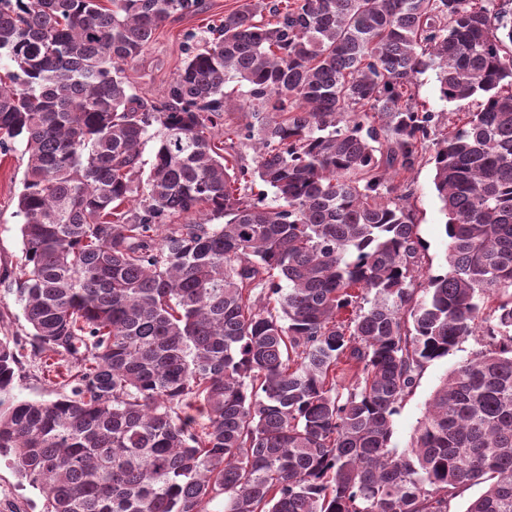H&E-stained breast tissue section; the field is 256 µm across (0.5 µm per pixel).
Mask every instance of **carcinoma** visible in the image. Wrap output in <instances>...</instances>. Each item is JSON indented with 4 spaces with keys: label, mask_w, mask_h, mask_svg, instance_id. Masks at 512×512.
Wrapping results in <instances>:
<instances>
[{
    "label": "carcinoma",
    "mask_w": 512,
    "mask_h": 512,
    "mask_svg": "<svg viewBox=\"0 0 512 512\" xmlns=\"http://www.w3.org/2000/svg\"><path fill=\"white\" fill-rule=\"evenodd\" d=\"M202 7L0 0V148L28 155L11 275L67 390L5 399L0 338V453L45 512H451L475 485L465 512H512V0H242L140 99L125 65ZM428 69L465 116L440 136ZM231 106L258 148L233 177ZM429 147L441 274L394 184ZM471 336L390 447L424 365ZM415 92L419 102L424 103L430 110L439 115L440 129L445 128L446 130L448 127V110L453 109L454 106L440 100L439 83L435 71L429 69L418 76ZM251 120L249 112H240L231 108L224 112V125L219 127L218 132L216 131L215 143L221 148L224 147V156L228 160L231 175L233 174L232 168L237 172L240 167H254L257 150L254 141L237 139L233 136L232 141L227 140V137L224 136V130L230 127H243ZM221 142H224V144H221Z\"/></svg>",
    "instance_id": "carcinoma-1"
}]
</instances>
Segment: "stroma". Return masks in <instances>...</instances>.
Masks as SVG:
<instances>
[{
	"label": "stroma",
	"mask_w": 512,
	"mask_h": 512,
	"mask_svg": "<svg viewBox=\"0 0 512 512\" xmlns=\"http://www.w3.org/2000/svg\"><path fill=\"white\" fill-rule=\"evenodd\" d=\"M204 2L202 10L178 13L167 19L156 31L148 49L127 66L126 75L141 98L148 101L160 99L177 75L185 59L184 32L205 34L211 24L239 4V0ZM24 149V143L17 141L13 143L11 151L0 153V336L15 340L22 353L11 399L43 401L56 397L55 374L47 370L43 359L34 356L30 327L16 289L5 278L6 272L19 265L24 256L21 234L23 218L17 213V197L27 165ZM431 157V152H423L414 170L408 174L406 185L418 234L426 245L425 265L435 273L446 265L449 239L444 231L445 217L440 211L433 184L434 165ZM476 348L475 341L470 339L448 357L425 364L413 393L392 418L393 447L400 450L408 448L435 389L445 375ZM43 510L41 491L18 476L11 457L0 454V512Z\"/></svg>",
	"instance_id": "1"
}]
</instances>
